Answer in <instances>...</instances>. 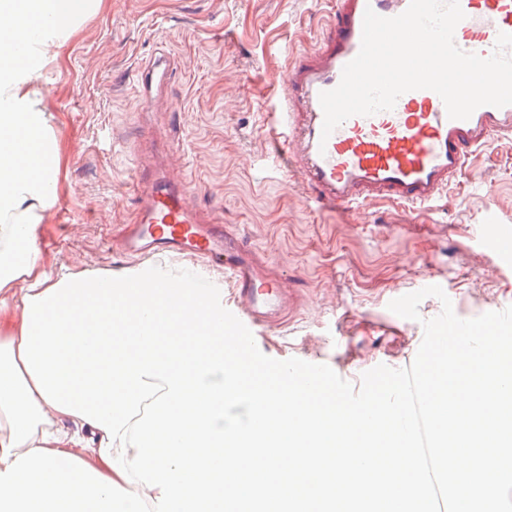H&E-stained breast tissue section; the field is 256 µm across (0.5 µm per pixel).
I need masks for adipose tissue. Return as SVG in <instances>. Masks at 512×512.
I'll list each match as a JSON object with an SVG mask.
<instances>
[{
	"instance_id": "ef3b65f1",
	"label": "adipose tissue",
	"mask_w": 512,
	"mask_h": 512,
	"mask_svg": "<svg viewBox=\"0 0 512 512\" xmlns=\"http://www.w3.org/2000/svg\"><path fill=\"white\" fill-rule=\"evenodd\" d=\"M108 0H0V512H153L159 490L126 483L100 456L104 432L57 411L20 358L23 295L56 285L41 239L60 187L66 148L35 82L48 61ZM33 27L15 43L16 23ZM34 157L16 175L13 158Z\"/></svg>"
}]
</instances>
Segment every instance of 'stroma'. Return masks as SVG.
<instances>
[{"label":"stroma","instance_id":"stroma-1","mask_svg":"<svg viewBox=\"0 0 512 512\" xmlns=\"http://www.w3.org/2000/svg\"><path fill=\"white\" fill-rule=\"evenodd\" d=\"M327 0H110L43 71L41 85L70 148L65 187L49 226L47 262L102 272L131 267L113 245L135 219V156L148 136L186 140L179 171L198 203L241 232L284 271L303 273L309 300L292 324L268 330L265 355L329 365L360 385L365 371L408 367L420 320L388 304L399 292L440 286L457 316L512 305V265L482 240L488 219L512 229V142L472 158L437 205L419 214L390 204L356 212L308 205L290 179L263 166L290 54L309 48ZM165 56L169 104L181 114L142 111L137 70Z\"/></svg>","mask_w":512,"mask_h":512}]
</instances>
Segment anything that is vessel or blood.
I'll use <instances>...</instances> for the list:
<instances>
[{"label": "vessel or blood", "mask_w": 512, "mask_h": 512, "mask_svg": "<svg viewBox=\"0 0 512 512\" xmlns=\"http://www.w3.org/2000/svg\"><path fill=\"white\" fill-rule=\"evenodd\" d=\"M409 2L333 0L315 46L293 54L284 69L269 156L293 176L308 204L349 212L381 202L428 208L459 181L474 153L512 141V105H484L468 119H452L429 89L406 92L393 110L350 117L323 136L319 95L339 84L344 66L358 54L365 10L394 17ZM459 2L465 18L454 40L463 51L489 56L499 33L512 34V0ZM170 78L162 57L138 72L144 109L155 105ZM135 158L137 215L125 236L129 252L223 264L235 287L232 312L252 334L298 311L306 291L296 276L252 248L237 225L218 223L206 208L192 205V189L164 163L140 152ZM483 234L499 258L512 261V239L502 236L500 225H485Z\"/></svg>", "instance_id": "vessel-or-blood-1"}]
</instances>
